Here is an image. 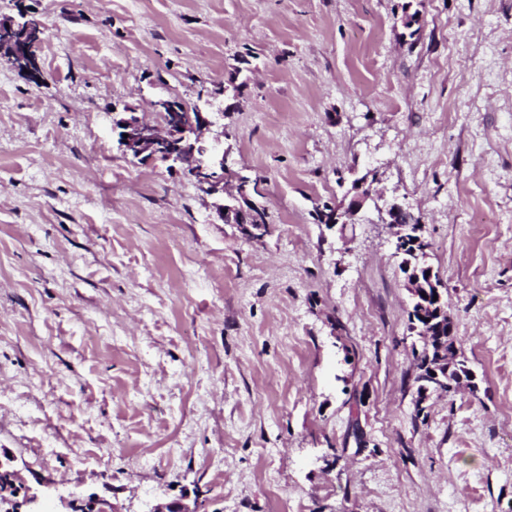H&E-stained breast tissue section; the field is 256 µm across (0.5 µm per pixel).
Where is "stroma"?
Instances as JSON below:
<instances>
[{
	"label": "stroma",
	"instance_id": "obj_1",
	"mask_svg": "<svg viewBox=\"0 0 512 512\" xmlns=\"http://www.w3.org/2000/svg\"><path fill=\"white\" fill-rule=\"evenodd\" d=\"M0 62V451L117 512H512V0H24ZM417 21L404 27L405 11ZM223 111L227 189L118 148ZM374 175L353 223L315 211ZM423 227L473 381L420 394L396 227ZM9 24V27H6ZM42 22L19 7L16 16L0 15V61L39 80L37 49L43 41ZM247 208L243 211L237 213L235 217V224H256V230L249 229V232L252 237L262 236L263 234L268 232V225L266 221V212L265 210L256 209L250 206H246ZM259 232V233H256Z\"/></svg>",
	"mask_w": 512,
	"mask_h": 512
}]
</instances>
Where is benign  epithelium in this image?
<instances>
[{"instance_id":"benign-epithelium-1","label":"benign epithelium","mask_w":512,"mask_h":512,"mask_svg":"<svg viewBox=\"0 0 512 512\" xmlns=\"http://www.w3.org/2000/svg\"><path fill=\"white\" fill-rule=\"evenodd\" d=\"M44 29L42 22L30 15L23 8H18L14 16L0 15V61L6 62L19 71H27L34 78H41L37 49L43 41ZM155 111L164 116L165 123L158 127L132 115L116 122L119 132V148L126 154L141 160H158L169 165V168L183 170L192 177L199 187L208 195L217 199L215 214L223 222L232 220L233 213L241 203L249 200L252 195L253 180L239 178L236 192H229L224 186V169L226 156L220 150V140L211 143L203 140V132L213 126L211 113L204 112L194 106L189 107L184 102L171 97H161L152 103ZM371 199L369 188L359 186L345 210L334 206L323 211L324 222L333 227L340 220L353 219ZM405 209L398 205L391 206L386 215V223L401 227L398 233L395 250L400 254L405 246H416L420 239L412 232V224L401 222L400 215ZM409 288L414 299V305L420 308L419 316H424L423 299L429 298V293L437 294L434 305L437 315L443 316V285L434 276L430 267L425 268V276L409 275ZM14 512H76L82 508L85 512H114L112 504L97 498L75 497L62 498L55 505L43 501L35 494H26L22 500L10 501Z\"/></svg>"}]
</instances>
